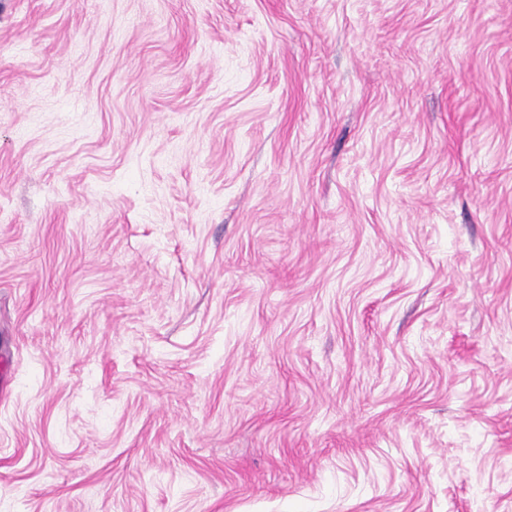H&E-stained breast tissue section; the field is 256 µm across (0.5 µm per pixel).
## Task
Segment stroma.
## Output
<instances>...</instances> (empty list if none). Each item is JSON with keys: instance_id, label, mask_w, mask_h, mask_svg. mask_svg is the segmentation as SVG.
Instances as JSON below:
<instances>
[{"instance_id": "obj_1", "label": "stroma", "mask_w": 512, "mask_h": 512, "mask_svg": "<svg viewBox=\"0 0 512 512\" xmlns=\"http://www.w3.org/2000/svg\"><path fill=\"white\" fill-rule=\"evenodd\" d=\"M0 512H512V0H0Z\"/></svg>"}]
</instances>
